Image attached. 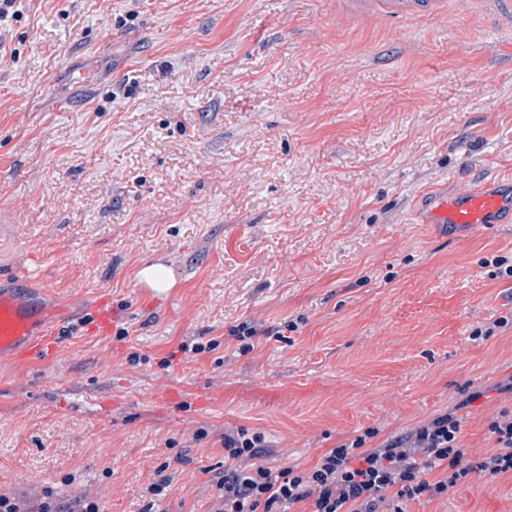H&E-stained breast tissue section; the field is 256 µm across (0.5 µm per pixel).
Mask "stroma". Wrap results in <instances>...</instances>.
Masks as SVG:
<instances>
[{
  "label": "stroma",
  "instance_id": "stroma-1",
  "mask_svg": "<svg viewBox=\"0 0 512 512\" xmlns=\"http://www.w3.org/2000/svg\"><path fill=\"white\" fill-rule=\"evenodd\" d=\"M16 8L0 23V287L48 288L72 316L48 356L0 361V492L217 512L224 434L263 432L267 466L308 470L464 388L482 396L463 443L489 456L487 422L512 410L494 389L512 376V327L495 325L512 279L491 264H512V223L415 210L512 178V43L479 5L393 25L344 0ZM158 263L170 288L143 291ZM406 510L512 512V477L474 473Z\"/></svg>",
  "mask_w": 512,
  "mask_h": 512
}]
</instances>
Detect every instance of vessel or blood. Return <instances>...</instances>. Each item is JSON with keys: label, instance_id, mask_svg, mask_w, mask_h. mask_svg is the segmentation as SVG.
<instances>
[{"label": "vessel or blood", "instance_id": "1", "mask_svg": "<svg viewBox=\"0 0 512 512\" xmlns=\"http://www.w3.org/2000/svg\"><path fill=\"white\" fill-rule=\"evenodd\" d=\"M358 18L373 17L384 22L415 20L446 10L447 0H346ZM492 26L512 37V0H490ZM418 215L425 224H501L512 219V195L504 194L499 181L482 179L461 192L448 195L432 192L420 203ZM69 316L67 308L48 304L42 293L0 289V360L30 359L54 345L56 326Z\"/></svg>", "mask_w": 512, "mask_h": 512}]
</instances>
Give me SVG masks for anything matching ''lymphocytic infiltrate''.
Returning a JSON list of instances; mask_svg holds the SVG:
<instances>
[{
  "label": "lymphocytic infiltrate",
  "instance_id": "1",
  "mask_svg": "<svg viewBox=\"0 0 512 512\" xmlns=\"http://www.w3.org/2000/svg\"><path fill=\"white\" fill-rule=\"evenodd\" d=\"M477 398V393H469L457 408L380 440L375 447L369 441L378 431L366 429L326 452L308 471L292 466L273 471L261 460L265 435L239 429L224 438L229 463L216 483L222 512H288L304 501L311 503L312 512H406L409 502L448 495L472 473L512 474V413L506 411L488 423L494 453L473 464L467 461L463 419L457 411ZM0 512L101 510L92 498L67 506L50 494L39 499L0 494Z\"/></svg>",
  "mask_w": 512,
  "mask_h": 512
}]
</instances>
